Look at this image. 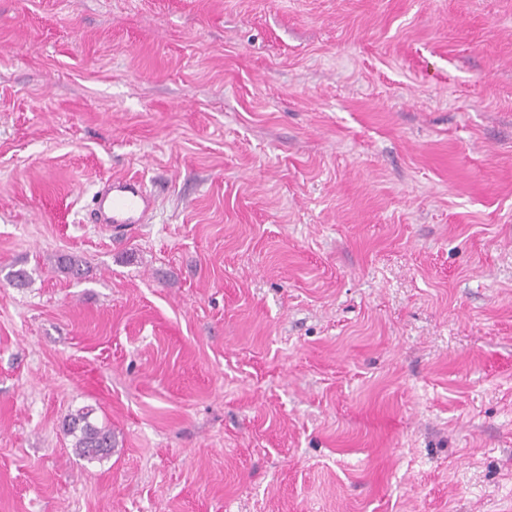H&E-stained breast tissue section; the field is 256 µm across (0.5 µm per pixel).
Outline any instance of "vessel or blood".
<instances>
[{"instance_id":"obj_1","label":"vessel or blood","mask_w":512,"mask_h":512,"mask_svg":"<svg viewBox=\"0 0 512 512\" xmlns=\"http://www.w3.org/2000/svg\"><path fill=\"white\" fill-rule=\"evenodd\" d=\"M156 195L135 179L109 180L93 197L91 219L96 224L126 226L150 223Z\"/></svg>"}]
</instances>
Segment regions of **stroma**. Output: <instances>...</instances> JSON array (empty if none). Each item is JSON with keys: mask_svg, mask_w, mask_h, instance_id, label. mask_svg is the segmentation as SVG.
Returning a JSON list of instances; mask_svg holds the SVG:
<instances>
[{"mask_svg": "<svg viewBox=\"0 0 512 512\" xmlns=\"http://www.w3.org/2000/svg\"><path fill=\"white\" fill-rule=\"evenodd\" d=\"M0 512H512V0H0ZM156 195L135 179L109 180L93 197L91 219L94 224L126 226L151 222ZM91 411L81 408L71 413L65 423V433L72 437V452L88 462L107 458L114 448L112 429L98 426L90 420Z\"/></svg>", "mask_w": 512, "mask_h": 512, "instance_id": "1", "label": "stroma"}]
</instances>
